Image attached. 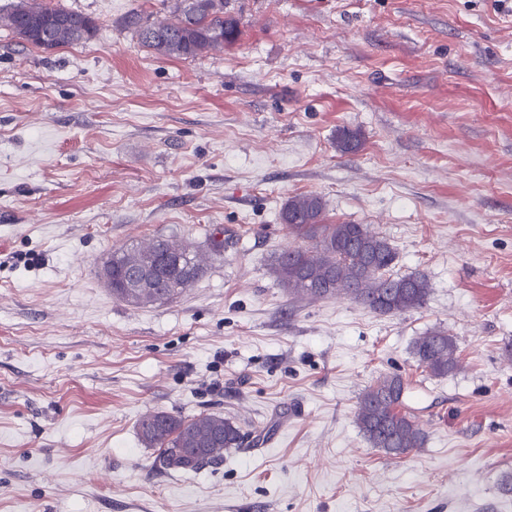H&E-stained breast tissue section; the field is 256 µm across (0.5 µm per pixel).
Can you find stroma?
I'll list each match as a JSON object with an SVG mask.
<instances>
[{"label": "stroma", "instance_id": "obj_1", "mask_svg": "<svg viewBox=\"0 0 512 512\" xmlns=\"http://www.w3.org/2000/svg\"><path fill=\"white\" fill-rule=\"evenodd\" d=\"M56 2L95 36L0 28V512H512V0H230L240 40L188 59L122 25L162 0ZM300 193L389 238L425 306L289 294ZM216 224L223 259L172 301L100 276L159 235L208 255ZM435 329L442 378L412 354ZM383 374L427 435L400 458L354 417ZM157 410L271 434L167 471L138 434ZM457 344L447 331L433 330L419 337L413 346L418 364L436 377H445L458 368Z\"/></svg>", "mask_w": 512, "mask_h": 512}]
</instances>
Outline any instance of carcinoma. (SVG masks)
<instances>
[{
  "label": "carcinoma",
  "instance_id": "obj_1",
  "mask_svg": "<svg viewBox=\"0 0 512 512\" xmlns=\"http://www.w3.org/2000/svg\"><path fill=\"white\" fill-rule=\"evenodd\" d=\"M229 0H169L171 18L152 21L135 8L123 24L139 43L161 58H190L235 44L241 35ZM0 26L24 42L46 51L90 39L97 22L81 12L42 0H17L0 9ZM361 146L355 130L341 131L337 147L343 153ZM285 230L311 246L278 253L273 273L294 296L325 299L343 293L366 310L395 315L422 308L429 295L426 277L393 273L396 252L390 241L366 224L327 222L325 205L317 194L288 198L280 213ZM224 228L209 234V252L224 253ZM208 265L189 242L157 236L145 245L112 250V275L105 276L112 295L134 305L161 304L175 299L207 273ZM418 364L436 377L458 368L457 344L444 330L419 337L413 346ZM405 382L398 374L378 376L359 395L357 424L372 447L400 458L426 441L422 427L402 408ZM142 441L158 451L156 464L165 470L196 472L224 460V449L258 445L261 436L247 440L240 428L216 413L185 419L165 411L138 421Z\"/></svg>",
  "mask_w": 512,
  "mask_h": 512
}]
</instances>
